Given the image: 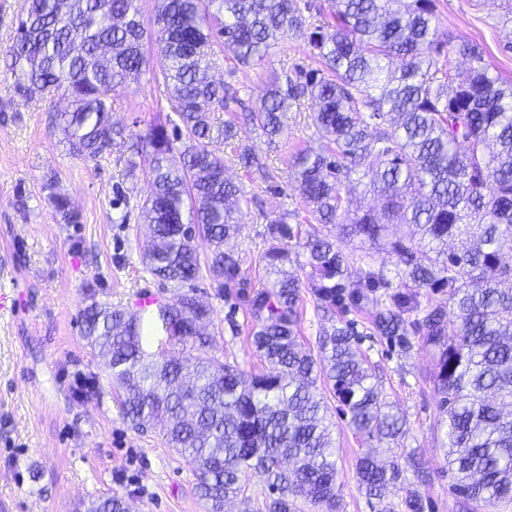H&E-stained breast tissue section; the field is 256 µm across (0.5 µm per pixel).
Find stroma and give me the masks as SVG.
<instances>
[{"instance_id":"1","label":"stroma","mask_w":512,"mask_h":512,"mask_svg":"<svg viewBox=\"0 0 512 512\" xmlns=\"http://www.w3.org/2000/svg\"><path fill=\"white\" fill-rule=\"evenodd\" d=\"M501 15L498 0L436 2L439 32L478 43L493 71L512 78ZM296 64H311L300 41L287 57L248 69L224 60L211 75L254 106L273 77ZM64 106L61 100L52 107L23 100L0 79V512H79L80 503L104 493L124 498L130 512H205L192 490L193 475L159 428L137 430L124 420L113 385L83 340L80 319L94 302L120 306L142 318L148 351L166 346L157 307L173 303L179 291L160 284L142 263L148 230L140 206L150 173L144 162L127 172L126 161L138 136L173 113L149 75L119 86L112 120L125 133L103 158L88 162L57 143L51 114ZM309 113L306 104L288 110L289 144L252 133L271 180L227 166L249 200L248 224L226 245L239 259L248 290L259 288L260 258L273 244L269 221L289 210L301 224L308 216L292 164L295 148L320 146ZM54 190L68 198L79 223H67L56 211ZM196 294L212 308L211 354L260 369L248 341L252 320L235 289L219 291L204 278ZM354 319L357 352L375 366L384 393L407 420L406 447L431 473L422 490L427 512H462L442 470L431 353L417 344L401 354L374 335L369 313ZM334 438L339 512H399L405 484L390 487L383 498L367 497L356 478L360 444L345 421H338Z\"/></svg>"}]
</instances>
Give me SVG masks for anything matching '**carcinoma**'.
<instances>
[{
	"instance_id": "obj_1",
	"label": "carcinoma",
	"mask_w": 512,
	"mask_h": 512,
	"mask_svg": "<svg viewBox=\"0 0 512 512\" xmlns=\"http://www.w3.org/2000/svg\"><path fill=\"white\" fill-rule=\"evenodd\" d=\"M309 9L306 0H158L147 23L138 0H23L0 75L25 99L68 102L54 124L71 156L104 157L123 135L112 125V92L147 72L160 74L177 116L139 138L126 165L133 173L141 157L151 167L146 270L185 289L158 320L169 343L195 351L152 354L139 316L96 302L80 314L83 337L116 384L125 419L136 428L163 421L206 512L246 498L256 475L269 489L267 512H297L300 501L337 512L335 415L364 444L355 466L365 494L379 498L409 479L404 512H424L419 487L428 472L404 450L406 419L357 354L355 323L342 319L324 332L318 360L298 336L306 286L329 314L375 305L374 333L390 346L407 354L418 336L435 351V427L452 490L468 512L511 504L512 81L491 72L478 44L438 33L435 0H328L319 25L307 22ZM150 38L157 71L144 51ZM293 39L317 67L293 66L242 125L224 122L233 162L264 178L271 174L247 141L256 129L271 143L288 136L283 112L291 104L314 102L309 118L322 143L294 164L316 226L292 227V212L271 220L268 233L280 244L261 257L266 281L247 295L250 344L265 364L253 373L208 352L212 309L195 296L204 277L221 289L238 277L224 241L241 233L248 215L211 137L210 113L234 111L238 90L215 83L210 71L218 55L242 66L275 48L286 57ZM447 50L464 70L441 60ZM359 172L380 208L353 206L345 187ZM51 199L68 222H79L66 196ZM330 225L395 256L394 269L366 263L361 291L348 256L325 232ZM297 246L306 260L290 271ZM422 289L447 299L424 303ZM321 386L337 406L324 401ZM384 442L401 449L404 463L379 464L376 446ZM85 512L128 507L105 495Z\"/></svg>"
}]
</instances>
